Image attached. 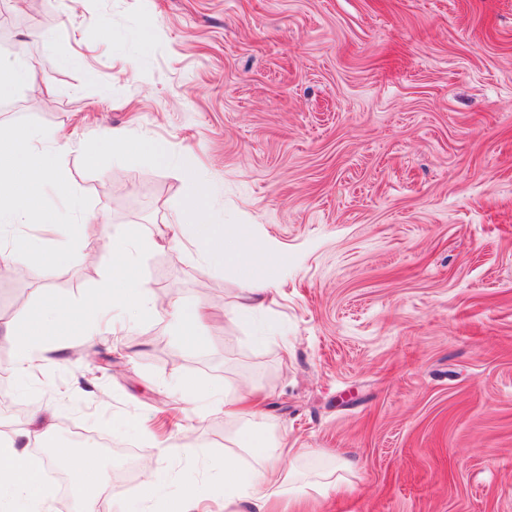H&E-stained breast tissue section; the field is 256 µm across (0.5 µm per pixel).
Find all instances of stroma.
I'll return each mask as SVG.
<instances>
[{
	"mask_svg": "<svg viewBox=\"0 0 512 512\" xmlns=\"http://www.w3.org/2000/svg\"><path fill=\"white\" fill-rule=\"evenodd\" d=\"M0 60L23 59L49 98L0 100V134L62 128L64 174L98 224L142 236L173 224L185 195L172 158L193 153L209 202L251 225L285 261L272 310L224 327L236 275L200 278L169 250L145 253L158 303L206 305L200 346L165 314L131 335L49 349L32 388L65 426L104 435L102 472L128 500L160 448L175 480L223 500L190 439L214 459L233 441L223 412L178 426L177 380L202 401L249 381L272 429L306 451L307 476L353 462L347 490L281 512H512V0H0ZM121 130L135 150L87 166ZM95 262L0 284L16 314L40 289L69 301L104 279ZM284 329L256 347V324Z\"/></svg>",
	"mask_w": 512,
	"mask_h": 512,
	"instance_id": "obj_1",
	"label": "stroma"
}]
</instances>
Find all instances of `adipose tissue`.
Listing matches in <instances>:
<instances>
[{"label": "adipose tissue", "instance_id": "1", "mask_svg": "<svg viewBox=\"0 0 512 512\" xmlns=\"http://www.w3.org/2000/svg\"><path fill=\"white\" fill-rule=\"evenodd\" d=\"M69 151V140L55 128L17 125L0 136V272L10 269L12 255L20 247L41 270L74 260V239L86 224L75 218L83 209L82 200L62 177ZM150 151L160 164L176 163L187 183L188 202L179 222L162 225L155 235L145 238L134 233L109 235L108 275L87 299L71 304L54 289L44 288L36 303L16 317L0 316V343L14 350L17 375L24 387H31L42 365L44 347L70 336L95 335L107 315L116 336L130 333L133 318L157 315L150 285L139 272L138 257L149 250L165 247L189 255L204 275L220 263L234 268L240 284L234 304L224 313L226 319L246 321L253 312L270 308L280 296L283 259L279 250L256 241L249 225L217 219L207 203L205 176L191 154L173 161L160 145H152ZM52 196L64 201V209L46 208ZM166 312L186 343H202L201 329L208 318L204 306L174 299ZM50 412L49 405L35 406L23 426L9 430L7 438L0 440V512H29L31 505L53 499L54 491L43 478V460L27 451L30 439L50 437L51 424L46 420ZM224 418L235 424V444L251 460L246 468L234 456L220 462L204 460L224 485V512H272L274 502L301 491L296 464L304 451L287 437L271 434L254 388L228 387ZM55 465L78 491L77 512H156L160 506L168 512H211L208 497L196 485H174L168 469L159 462L149 465L143 494L131 505L121 489L102 495L100 466L93 457L61 448Z\"/></svg>", "mask_w": 512, "mask_h": 512}]
</instances>
